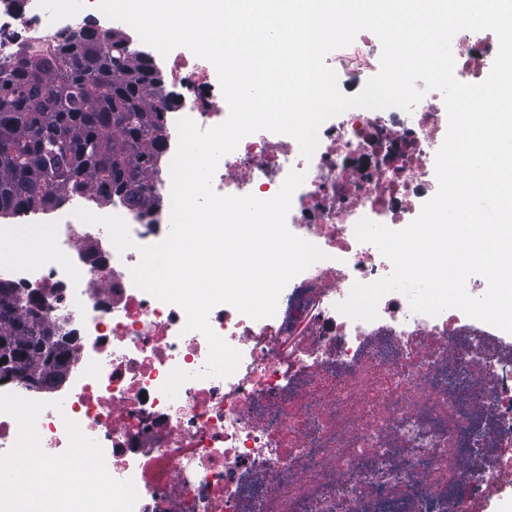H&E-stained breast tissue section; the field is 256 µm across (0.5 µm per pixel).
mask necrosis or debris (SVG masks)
<instances>
[{
	"mask_svg": "<svg viewBox=\"0 0 512 512\" xmlns=\"http://www.w3.org/2000/svg\"><path fill=\"white\" fill-rule=\"evenodd\" d=\"M88 27L106 41L127 29L96 0H0V65ZM451 50L456 78L476 83L498 39L464 30ZM149 54L178 90L163 113L165 166L148 178L159 206L135 210L116 196L104 209L88 193L0 225V279L40 290L39 315L68 318L75 336L63 387L0 385V462L96 466L120 490L119 512H468L512 476V333L457 309L412 312L399 292L371 321L336 308L354 283L392 269L357 240V222L398 228L437 191L441 93L409 112L330 118L309 158L269 131L221 158V195L266 200L303 173L287 226L325 257L287 283L274 316L212 309L213 330L241 359L229 376L207 377L204 335L185 331L184 311L138 288L131 269L140 247L168 235L177 121L205 130L229 107L209 61L184 47ZM34 226L51 250L29 251ZM175 370L188 378L171 399L162 387Z\"/></svg>",
	"mask_w": 512,
	"mask_h": 512,
	"instance_id": "obj_1",
	"label": "necrosis or debris"
}]
</instances>
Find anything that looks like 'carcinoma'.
I'll return each instance as SVG.
<instances>
[{
	"mask_svg": "<svg viewBox=\"0 0 512 512\" xmlns=\"http://www.w3.org/2000/svg\"><path fill=\"white\" fill-rule=\"evenodd\" d=\"M160 87L150 58L131 60L120 35L108 42L85 28L63 46L21 50L16 66L0 67V216L90 189L104 201L158 205L146 175L167 138L169 96L148 101ZM2 310L15 383L57 387L50 360L65 366L71 353L61 325L42 320L20 290L0 294Z\"/></svg>",
	"mask_w": 512,
	"mask_h": 512,
	"instance_id": "1",
	"label": "carcinoma"
}]
</instances>
